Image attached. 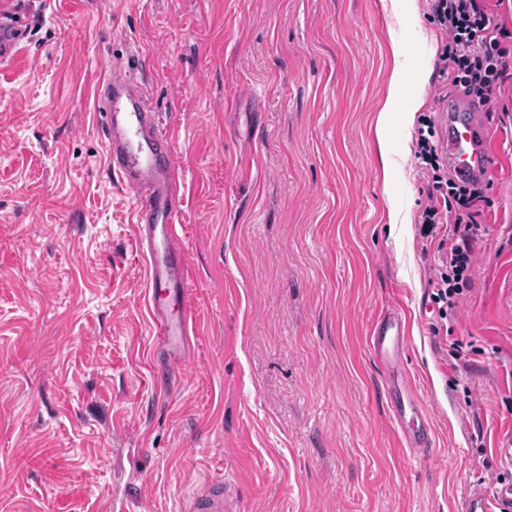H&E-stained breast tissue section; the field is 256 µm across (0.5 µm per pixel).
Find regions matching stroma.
Returning <instances> with one entry per match:
<instances>
[{
    "instance_id": "stroma-1",
    "label": "stroma",
    "mask_w": 512,
    "mask_h": 512,
    "mask_svg": "<svg viewBox=\"0 0 512 512\" xmlns=\"http://www.w3.org/2000/svg\"><path fill=\"white\" fill-rule=\"evenodd\" d=\"M416 9L424 28L405 27ZM28 41L0 64V512H185L208 481L242 512H462L512 487V78L483 118L499 158L454 317L415 156L444 95L428 0H0ZM400 57H393L391 38ZM133 69L176 144L198 331L153 346L134 193L105 163L92 89ZM426 77L375 121L395 62ZM407 215L392 224L389 209ZM403 306L435 432L390 417L374 318ZM409 79L410 77H408L402 64L399 61L395 62L385 103L376 119L377 153L384 170H387L389 167L390 143L387 129L390 115L397 91ZM463 502L466 512H510L512 509L511 497L492 491L481 483L467 486Z\"/></svg>"
}]
</instances>
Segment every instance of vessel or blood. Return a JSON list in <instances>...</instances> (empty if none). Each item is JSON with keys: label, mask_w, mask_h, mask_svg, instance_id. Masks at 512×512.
<instances>
[{"label": "vessel or blood", "mask_w": 512, "mask_h": 512, "mask_svg": "<svg viewBox=\"0 0 512 512\" xmlns=\"http://www.w3.org/2000/svg\"><path fill=\"white\" fill-rule=\"evenodd\" d=\"M25 38L15 21H0V62L11 60ZM94 120L106 145V163L135 192L134 214L139 254L147 271L145 303L156 346L185 351L195 334L190 308L192 280L180 238V203L173 189L175 150L161 115L153 110L130 68L115 62L95 88ZM443 130L440 148L453 175L462 181L485 179L498 168L491 131L476 107L458 99L438 105ZM408 320L401 307L380 314L371 324L367 345L383 364L391 414L399 437L411 451L431 452L432 425L419 388L406 367ZM465 512H512V498L479 483L467 486ZM188 512H239L235 498L220 483L202 485Z\"/></svg>", "instance_id": "obj_1"}]
</instances>
